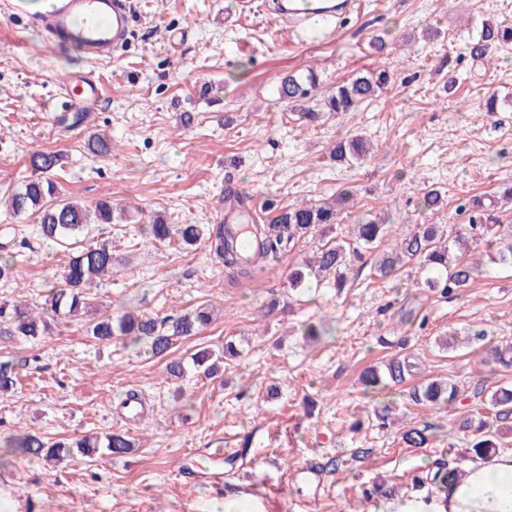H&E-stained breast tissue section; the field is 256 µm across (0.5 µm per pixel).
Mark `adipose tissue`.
I'll use <instances>...</instances> for the list:
<instances>
[{"mask_svg":"<svg viewBox=\"0 0 512 512\" xmlns=\"http://www.w3.org/2000/svg\"><path fill=\"white\" fill-rule=\"evenodd\" d=\"M383 512H512V451L467 465L447 488L392 499Z\"/></svg>","mask_w":512,"mask_h":512,"instance_id":"obj_1","label":"adipose tissue"}]
</instances>
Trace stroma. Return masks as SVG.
<instances>
[{"label": "stroma", "instance_id": "1", "mask_svg": "<svg viewBox=\"0 0 512 512\" xmlns=\"http://www.w3.org/2000/svg\"><path fill=\"white\" fill-rule=\"evenodd\" d=\"M239 0H133L131 42L111 60L93 63L74 49L33 32L0 0V195L35 176L30 158L60 154L50 175L56 199L95 207L111 201L113 221L93 225L91 241L112 246L121 262L112 278L91 289L96 305L57 326L39 342H0V358L20 364L17 393L0 399V434L33 431L56 442L127 430L124 456L96 454L63 462L5 460L0 447V512H214L225 498L248 512H379L378 484L415 494V475L444 455L448 431L468 405L435 410L412 404L407 385L366 397L360 375L396 357L377 337L406 339L420 357L416 379L452 378L462 390L512 384V368L490 370L491 346L512 344V268L485 260L463 296L425 289V270L408 262L390 280L371 277L372 252L353 260L343 293L288 286L292 266L322 240L347 238L356 219L383 217L389 233L378 249L435 224L455 236L459 207L472 196L490 201L512 181V46L490 65L473 63L463 47L493 20L512 24V0H357L335 34L291 33L274 14L241 12ZM385 36L390 55L375 52ZM394 73L381 96L358 112L322 113L309 123L280 101L275 82L315 72L321 91L365 69ZM73 72L101 85L87 124L63 125L51 103L71 96L61 82ZM454 78L447 86L446 78ZM497 94L499 109L477 103ZM105 134L112 152L87 149ZM357 133L376 148L365 161L339 165L328 157L340 136ZM245 189L260 223L272 219L268 199L285 207L333 201L343 186L354 205L326 232L296 241L252 280L233 278L205 244L158 243L144 232L154 216L170 224H216L224 189ZM441 190L439 210L420 204L426 187ZM38 217L0 210V243L16 258L13 278L0 280V301L41 305L60 284L64 248L40 239ZM212 305L216 318L180 340L173 357L185 372L174 378L165 360L115 340L95 342L86 325L128 308L151 315ZM325 324L330 338L302 336V321ZM481 331L482 339L450 352L441 340ZM235 338L241 353L220 372L193 366L197 351ZM147 415L128 426L118 410L129 393ZM390 405L394 423L376 427L374 408ZM434 425L425 448L406 447L409 425ZM199 448L246 449L235 469L207 485L181 475ZM368 449L353 459L354 449ZM343 459L333 474L313 465Z\"/></svg>", "mask_w": 512, "mask_h": 512}]
</instances>
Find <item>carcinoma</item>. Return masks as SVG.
Wrapping results in <instances>:
<instances>
[{
    "mask_svg": "<svg viewBox=\"0 0 512 512\" xmlns=\"http://www.w3.org/2000/svg\"><path fill=\"white\" fill-rule=\"evenodd\" d=\"M512 44V26L497 22H484L476 36L467 43L466 50L472 60L489 63L494 52ZM393 73L386 68H377L351 79L339 82L324 96L321 108L336 115H349L358 111L385 90ZM319 82L314 72L307 75L288 74L280 78L275 92L278 99L300 110L308 121L318 118L319 112L310 103L316 98ZM373 149L372 144L361 135L349 136L336 141L330 156L338 164L364 160ZM60 156L42 152L33 158V166L44 174L52 172L59 164ZM54 183L40 177L27 181L23 187L8 196V210L15 215L29 210L40 213L41 236L53 242H65L76 238L85 227L96 221L98 224L112 223V203L98 202L95 210H88L75 200H54ZM354 192L342 190L332 204L302 203L281 209L272 223L260 225V243L254 260L242 261L234 252L224 235V225L216 224L208 229L199 224L172 225L163 218L155 217L145 228L154 241L163 243L173 238L186 247H193L201 240L224 267L238 277L250 278L253 271L263 268L283 254L295 240L306 236L323 224H335L338 216L353 200ZM467 224L458 237L447 240L438 225L430 224L406 235L395 248L375 255L373 270L385 278L399 270L405 259L417 260L431 275L425 287L437 291L443 297H454L470 286L479 271V264L469 261L465 253L472 243L485 245L489 262L502 267H512V225H504L492 203L474 197L464 205ZM386 225L375 220H361L355 224L353 241L327 242L313 252V257L303 260L291 272L289 287L293 290L306 287L310 275L316 278L335 275V287H346L347 266L355 246L371 249L385 236ZM117 264L112 246L107 243L89 244L72 253L63 273V283L49 288L44 306L36 311L20 301L0 302V339L21 337L36 340L51 334L53 324L82 314L88 307L86 288L96 282L112 277ZM212 315L208 308L200 307L181 315L165 317L137 314L131 311L109 315L90 323L89 333L97 341L109 344L114 339H123L134 346L145 345L152 356L168 357L179 337L192 336L210 324ZM240 354L235 342L227 340L224 349L218 352L201 351L194 357L196 368L205 375L220 371L223 360ZM491 362L509 368L512 366V344L496 346L490 350ZM419 370L414 355L408 353L392 359L386 364V373L380 368L370 367L362 375L365 393L377 394L388 387V382L401 383ZM19 383L14 361L0 360V394L15 392ZM464 391L452 380L429 381L413 387L412 402L442 409L461 402ZM427 428L410 427L402 432L401 439L409 448H424L430 439ZM449 447L456 443L467 445L471 457L484 459L498 453L512 443V389L501 387L493 391L483 403V410L459 420L454 432L448 435ZM0 444L21 459H45L61 461L74 452L90 454L102 448L113 456L128 453L132 443L123 432H113L102 438L84 437L75 443L57 441L52 444L35 433L9 434L0 437ZM462 470L450 467L444 461L433 463L426 475L417 479L423 484L441 487L460 477Z\"/></svg>",
    "mask_w": 512,
    "mask_h": 512,
    "instance_id": "cac0c4a2",
    "label": "carcinoma"
}]
</instances>
